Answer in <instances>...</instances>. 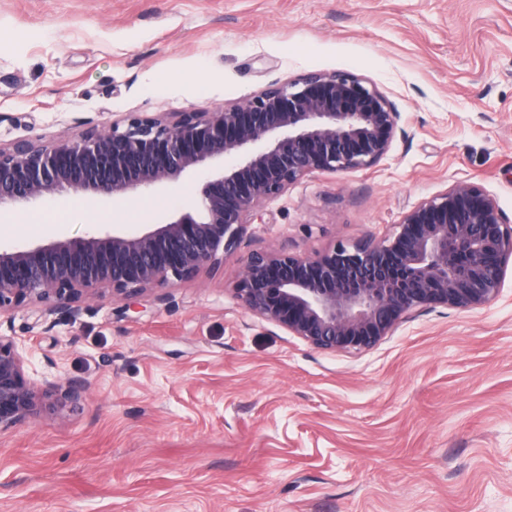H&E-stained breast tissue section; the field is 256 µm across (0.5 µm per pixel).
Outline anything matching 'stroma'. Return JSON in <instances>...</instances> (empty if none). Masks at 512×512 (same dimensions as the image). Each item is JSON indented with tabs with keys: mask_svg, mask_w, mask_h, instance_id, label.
I'll return each mask as SVG.
<instances>
[{
	"mask_svg": "<svg viewBox=\"0 0 512 512\" xmlns=\"http://www.w3.org/2000/svg\"><path fill=\"white\" fill-rule=\"evenodd\" d=\"M347 72L400 114L374 167L305 176L228 258L125 298L0 315L36 389L0 432V512H512V270L488 307L421 309L374 348L315 350L252 315L254 252L383 239L477 185L512 222V0H0V146L174 120ZM15 207L0 247L150 231L209 179Z\"/></svg>",
	"mask_w": 512,
	"mask_h": 512,
	"instance_id": "35a3bbf8",
	"label": "stroma"
}]
</instances>
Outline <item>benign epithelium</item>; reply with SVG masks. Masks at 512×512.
<instances>
[{"instance_id": "7a95c632", "label": "benign epithelium", "mask_w": 512, "mask_h": 512, "mask_svg": "<svg viewBox=\"0 0 512 512\" xmlns=\"http://www.w3.org/2000/svg\"><path fill=\"white\" fill-rule=\"evenodd\" d=\"M400 113L353 74L274 84L243 104L181 112L169 122L128 114L106 131L49 145L0 147V207L75 191L123 197L208 169L199 201L143 234L0 249V314L32 302L67 305L89 292L129 298L190 279L232 255L246 225L303 177L367 169L390 150ZM234 164L224 167V159ZM512 265V225L477 185L455 186L407 211L388 237L315 254L256 252L238 296L250 313L322 352H360L413 311L473 310L498 297ZM83 382L49 386L76 402ZM39 393L10 336L0 334V429L33 414Z\"/></svg>"}]
</instances>
